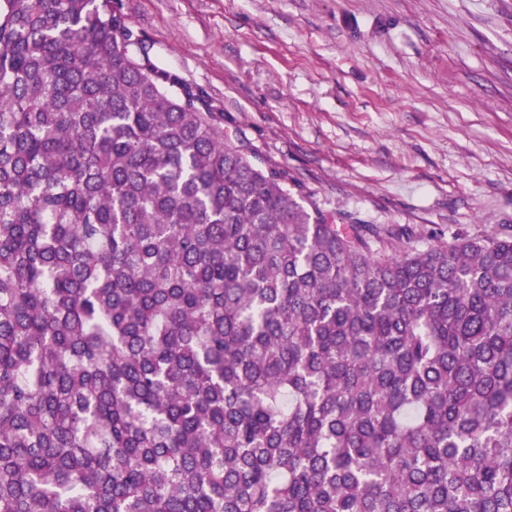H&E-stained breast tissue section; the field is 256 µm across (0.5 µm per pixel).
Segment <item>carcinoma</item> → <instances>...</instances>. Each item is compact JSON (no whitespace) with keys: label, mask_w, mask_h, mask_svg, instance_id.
I'll return each instance as SVG.
<instances>
[{"label":"carcinoma","mask_w":512,"mask_h":512,"mask_svg":"<svg viewBox=\"0 0 512 512\" xmlns=\"http://www.w3.org/2000/svg\"><path fill=\"white\" fill-rule=\"evenodd\" d=\"M221 117L116 0H0V512H512V228Z\"/></svg>","instance_id":"obj_1"}]
</instances>
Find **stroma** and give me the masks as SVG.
Returning a JSON list of instances; mask_svg holds the SVG:
<instances>
[{"label":"stroma","instance_id":"stroma-1","mask_svg":"<svg viewBox=\"0 0 512 512\" xmlns=\"http://www.w3.org/2000/svg\"><path fill=\"white\" fill-rule=\"evenodd\" d=\"M229 142L370 224L512 225V0H121Z\"/></svg>","mask_w":512,"mask_h":512}]
</instances>
